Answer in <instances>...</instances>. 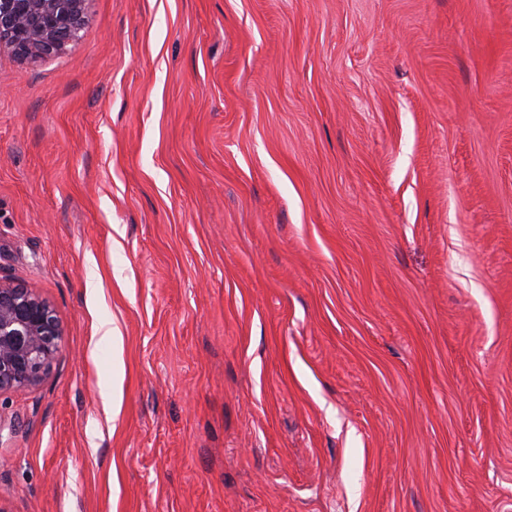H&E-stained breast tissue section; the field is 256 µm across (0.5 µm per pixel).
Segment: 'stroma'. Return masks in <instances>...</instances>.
Here are the masks:
<instances>
[{"label":"stroma","instance_id":"obj_1","mask_svg":"<svg viewBox=\"0 0 512 512\" xmlns=\"http://www.w3.org/2000/svg\"><path fill=\"white\" fill-rule=\"evenodd\" d=\"M1 278L0 512H512V0H88L0 52ZM62 338L54 308L35 288L0 280V393L39 386Z\"/></svg>","mask_w":512,"mask_h":512}]
</instances>
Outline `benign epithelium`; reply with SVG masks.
<instances>
[{"label": "benign epithelium", "mask_w": 512, "mask_h": 512, "mask_svg": "<svg viewBox=\"0 0 512 512\" xmlns=\"http://www.w3.org/2000/svg\"><path fill=\"white\" fill-rule=\"evenodd\" d=\"M87 0H0V50L23 59L64 51L85 20ZM63 331L35 288L0 280V393L27 391L47 377Z\"/></svg>", "instance_id": "obj_1"}]
</instances>
